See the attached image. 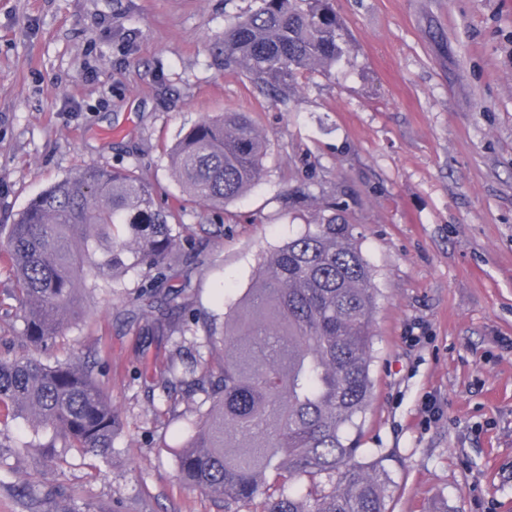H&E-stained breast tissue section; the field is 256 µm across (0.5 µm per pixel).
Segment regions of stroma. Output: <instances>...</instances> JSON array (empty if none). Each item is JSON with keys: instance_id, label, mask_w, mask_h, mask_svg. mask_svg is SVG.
Returning <instances> with one entry per match:
<instances>
[{"instance_id": "obj_1", "label": "stroma", "mask_w": 512, "mask_h": 512, "mask_svg": "<svg viewBox=\"0 0 512 512\" xmlns=\"http://www.w3.org/2000/svg\"><path fill=\"white\" fill-rule=\"evenodd\" d=\"M254 0H0V225L92 165L133 172L193 249L124 269L53 347L23 339L0 263V359L104 360L120 425L108 458L56 456L0 410V512H224L176 475L211 401L159 372L219 374L228 304L265 253L339 214L377 289L360 456L388 512H512V0H332L346 54L275 97L217 51ZM244 112L261 179L223 210L183 194L180 130Z\"/></svg>"}]
</instances>
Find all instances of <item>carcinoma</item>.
<instances>
[{
    "label": "carcinoma",
    "mask_w": 512,
    "mask_h": 512,
    "mask_svg": "<svg viewBox=\"0 0 512 512\" xmlns=\"http://www.w3.org/2000/svg\"><path fill=\"white\" fill-rule=\"evenodd\" d=\"M224 29V69L282 92L299 75L330 72L346 37L329 0H255ZM268 137L243 112L205 118L169 160L183 191L212 209L260 180ZM181 247L151 188L94 165L49 185L9 227L24 338L52 345L78 322L81 294L118 270H158ZM376 288L354 228L333 216L265 255L224 316V369L212 403L176 453L177 472L224 512H387L383 459H357L347 432L372 397ZM48 433L40 448L106 458L118 416L94 364L0 359V405ZM275 473V482L268 474Z\"/></svg>",
    "instance_id": "cac0c4a2"
}]
</instances>
